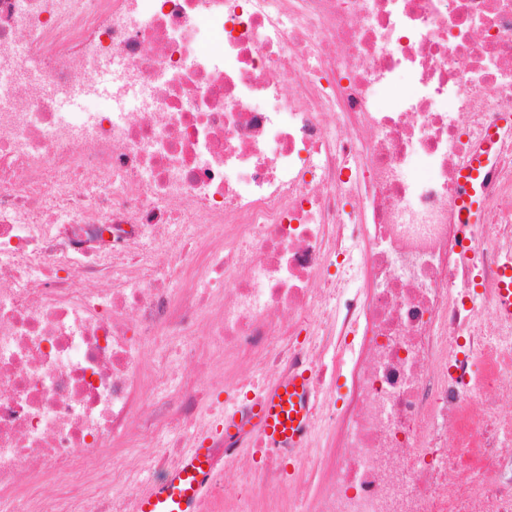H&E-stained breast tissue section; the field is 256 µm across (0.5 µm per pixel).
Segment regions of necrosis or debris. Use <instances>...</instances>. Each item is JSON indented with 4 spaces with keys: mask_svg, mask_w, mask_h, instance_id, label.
Instances as JSON below:
<instances>
[{
    "mask_svg": "<svg viewBox=\"0 0 512 512\" xmlns=\"http://www.w3.org/2000/svg\"><path fill=\"white\" fill-rule=\"evenodd\" d=\"M508 117L512 0H0V512H130L192 438L240 464L178 358L308 372L315 435L259 472L313 512H512ZM494 133H489L484 140V155L475 162L477 166L472 165L462 177L463 201L457 217L459 230L467 228L471 224H477L480 217V200L475 191L477 173L480 168H487V156L489 155ZM482 224V222L478 223ZM496 311L502 319L512 321V254L505 255L500 264Z\"/></svg>",
    "mask_w": 512,
    "mask_h": 512,
    "instance_id": "4bbe7bcc",
    "label": "necrosis or debris"
}]
</instances>
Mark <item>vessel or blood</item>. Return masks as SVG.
<instances>
[{
  "label": "vessel or blood",
  "instance_id": "b4317fda",
  "mask_svg": "<svg viewBox=\"0 0 512 512\" xmlns=\"http://www.w3.org/2000/svg\"><path fill=\"white\" fill-rule=\"evenodd\" d=\"M486 165V158H479L476 168L468 169L463 175L459 228L479 221L476 170ZM496 311L502 319L512 321V254L505 255L500 264ZM314 400L306 373L275 381L259 392L247 416H240L233 408L225 410L224 436L230 440L252 430L260 435L269 451L302 447L308 438ZM212 463V451L206 441H198L176 469L140 496L138 512H199L210 483Z\"/></svg>",
  "mask_w": 512,
  "mask_h": 512
}]
</instances>
